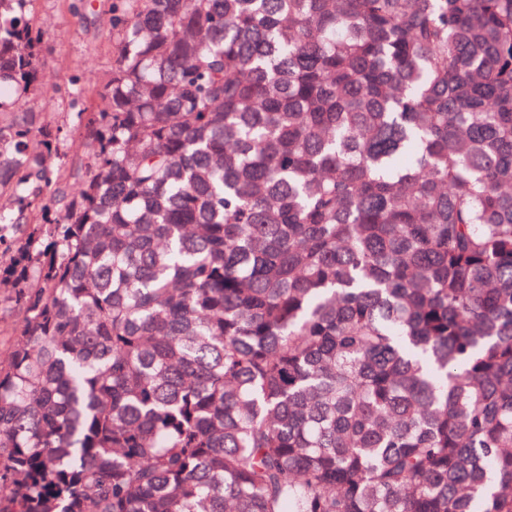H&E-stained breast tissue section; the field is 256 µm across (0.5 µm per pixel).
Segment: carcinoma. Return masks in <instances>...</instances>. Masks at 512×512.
<instances>
[{"mask_svg":"<svg viewBox=\"0 0 512 512\" xmlns=\"http://www.w3.org/2000/svg\"><path fill=\"white\" fill-rule=\"evenodd\" d=\"M32 3L0 512H512V0H112L75 192Z\"/></svg>","mask_w":512,"mask_h":512,"instance_id":"cac0c4a2","label":"carcinoma"}]
</instances>
